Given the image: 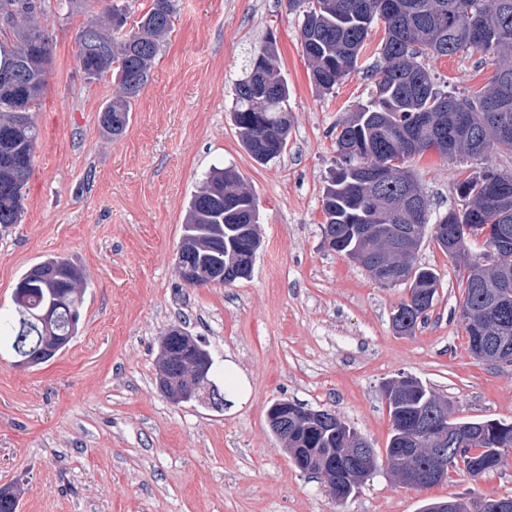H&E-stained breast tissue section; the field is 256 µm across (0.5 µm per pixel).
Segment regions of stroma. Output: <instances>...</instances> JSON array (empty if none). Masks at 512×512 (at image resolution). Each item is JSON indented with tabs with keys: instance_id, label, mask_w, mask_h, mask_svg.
Listing matches in <instances>:
<instances>
[{
	"instance_id": "stroma-1",
	"label": "stroma",
	"mask_w": 512,
	"mask_h": 512,
	"mask_svg": "<svg viewBox=\"0 0 512 512\" xmlns=\"http://www.w3.org/2000/svg\"><path fill=\"white\" fill-rule=\"evenodd\" d=\"M47 0L40 25L51 63L33 171L18 224L0 227V315L15 311L21 276L48 256L82 272L76 336L53 359L21 368L0 346V488L19 512H419L428 499L512 495V454L476 478L449 471L433 487L402 485L377 467L359 492L336 502L301 472L270 430L267 409L288 399L334 411L377 454L390 434L383 386L417 377L456 417L512 421V364L472 357L460 317L464 286L453 261L424 241L418 262L441 286L427 324L400 336L391 313L403 287L377 285L322 243L321 195L335 169L337 127L369 99L373 81L349 75L316 92L287 0H176L171 31L132 104L125 133L104 135L99 110L115 97L111 76L87 80L78 31L108 0L66 13ZM277 46L289 86L286 152L256 163L231 108L254 51ZM457 97L472 95L491 66L477 54L429 64ZM477 157L410 159L432 215L459 202L457 184ZM232 166L259 205L261 247L251 279L180 286L176 270L191 194L212 167ZM179 325L209 349L233 407L177 403L156 385L160 342Z\"/></svg>"
}]
</instances>
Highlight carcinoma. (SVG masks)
<instances>
[{
  "instance_id": "carcinoma-1",
  "label": "carcinoma",
  "mask_w": 512,
  "mask_h": 512,
  "mask_svg": "<svg viewBox=\"0 0 512 512\" xmlns=\"http://www.w3.org/2000/svg\"><path fill=\"white\" fill-rule=\"evenodd\" d=\"M288 0L302 11L300 40L315 88L331 92L361 69L360 60L373 24L385 25L380 46L384 65L376 71L370 100L342 124L336 134L341 164L322 194L325 222L322 236L331 248L362 259L377 284L379 275L403 270L407 298L392 313L394 327L415 329L428 319L440 286L439 274L416 262L425 238L454 261L464 284L461 318L469 350L492 364L512 363V207L497 211L486 204L484 182L503 179L512 195V176L487 166L484 176L457 184L460 204L431 218L429 203L419 194L418 207L408 198L420 190L405 167L411 157L448 140V152L487 158L512 154V0ZM45 0H0V74L20 76L21 86L0 85V128L10 137L0 141V225L20 222L34 150L38 139L31 111L46 84L50 62L48 38L37 25ZM175 0H152L151 8L127 28V10L111 7L102 20L84 26L76 36L77 59L83 73L98 79L115 74L119 95L100 111L104 133L117 138L127 129L132 101L147 85L160 39L170 31ZM493 55L495 69L486 85L470 97L444 90L428 62L459 52ZM288 83L280 77L275 42L268 41L250 57L234 87L233 122L250 154L260 164L280 158L288 147L281 117L288 114ZM419 146L404 154L407 137ZM257 199L233 167L216 168L188 202L182 244L186 260L202 269H253L260 243ZM487 228V239H470L468 225ZM50 276L39 278L37 270ZM80 271L66 258L50 256L32 266L14 291L16 313L0 320L16 363L31 368L63 350L80 319ZM391 421L385 448L386 465L397 472L406 461L427 474L434 451H451L448 467L471 478L497 469L512 448V422L467 421L453 411L438 412L447 401L420 380L403 375L383 386ZM288 425V447L317 458L336 454V486L331 492L345 501L356 494L358 468L368 480L377 454L355 453L358 433L341 418L320 421L294 401L288 411L269 419L270 427ZM453 512H512V495L475 498L470 504L452 500Z\"/></svg>"
}]
</instances>
